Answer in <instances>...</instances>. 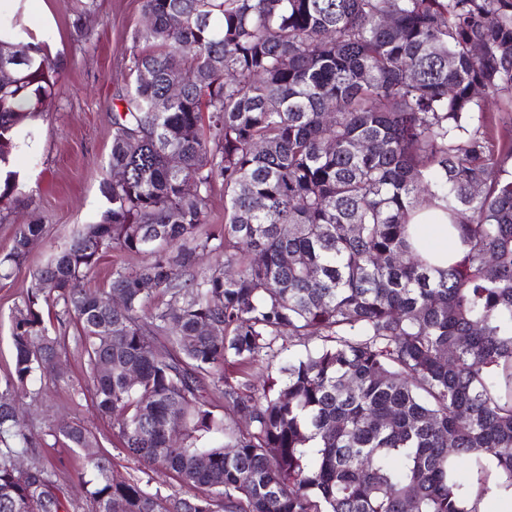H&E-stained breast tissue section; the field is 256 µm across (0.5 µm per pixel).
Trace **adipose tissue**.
<instances>
[{"mask_svg":"<svg viewBox=\"0 0 512 512\" xmlns=\"http://www.w3.org/2000/svg\"><path fill=\"white\" fill-rule=\"evenodd\" d=\"M410 232L414 247L433 266L444 268L449 260L455 259L451 245L456 231L449 227L448 217L442 211L432 207L417 209L410 218Z\"/></svg>","mask_w":512,"mask_h":512,"instance_id":"ef3b65f1","label":"adipose tissue"}]
</instances>
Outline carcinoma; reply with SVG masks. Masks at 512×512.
Here are the masks:
<instances>
[{"label": "carcinoma", "instance_id": "cac0c4a2", "mask_svg": "<svg viewBox=\"0 0 512 512\" xmlns=\"http://www.w3.org/2000/svg\"><path fill=\"white\" fill-rule=\"evenodd\" d=\"M142 10L151 23L131 34L112 107V207L33 272L12 317L0 512L77 509L19 418L40 359L65 348L53 319L74 323L84 392L145 467L117 477L83 422L48 426L75 449L83 512H478L491 487L511 491L512 0ZM2 63L6 167L16 126L51 105L58 66L32 37L0 39ZM218 181L224 223L206 229ZM423 205L458 232L444 269L410 243ZM42 231L19 225L1 278ZM109 250L143 260L93 293L85 280ZM259 363L278 377L256 395L232 375ZM217 402L249 431L221 426ZM458 462L474 472L465 492ZM154 473L179 489L147 491Z\"/></svg>", "mask_w": 512, "mask_h": 512}]
</instances>
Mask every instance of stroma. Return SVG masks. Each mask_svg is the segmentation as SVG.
Listing matches in <instances>:
<instances>
[{
    "label": "stroma",
    "instance_id": "35a3bbf8",
    "mask_svg": "<svg viewBox=\"0 0 512 512\" xmlns=\"http://www.w3.org/2000/svg\"><path fill=\"white\" fill-rule=\"evenodd\" d=\"M142 18V0H28L26 10L0 12V19L16 21L18 29L45 44L60 72L49 108L16 129L18 146L9 168L18 188L0 202V255L10 250L18 225L43 227L25 263L0 279V378L12 365V314L32 273L108 208L104 184L111 174L112 105L127 87L130 37ZM60 363L59 374L33 382L42 404L25 410L26 427L41 432L50 422L81 419L101 441L115 474L139 476L140 463L113 438L110 421L97 416L91 401L72 403L75 390L87 382L82 352L69 342ZM40 453L65 482L69 499L84 503L87 487L76 477L72 449L58 444Z\"/></svg>",
    "mask_w": 512,
    "mask_h": 512
}]
</instances>
